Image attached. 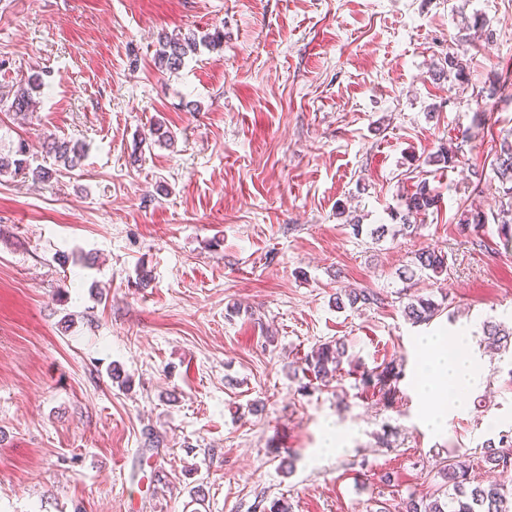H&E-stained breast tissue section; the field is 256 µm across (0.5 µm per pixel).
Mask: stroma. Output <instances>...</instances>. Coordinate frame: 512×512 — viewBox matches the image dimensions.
I'll use <instances>...</instances> for the list:
<instances>
[{"label": "stroma", "instance_id": "1", "mask_svg": "<svg viewBox=\"0 0 512 512\" xmlns=\"http://www.w3.org/2000/svg\"><path fill=\"white\" fill-rule=\"evenodd\" d=\"M468 84L435 76L465 19ZM222 31L178 73L162 32ZM33 112L0 110V152L47 134L82 142L75 170L0 175V512H400L443 461L512 431V244L461 212L498 207L493 160L512 129V0H0V98L32 74ZM163 122L175 135L149 140ZM454 166L428 164L441 147ZM441 195L413 235L394 227L413 173ZM438 247L446 304L415 324L399 272ZM349 288L379 306L337 308ZM470 337L479 368L434 433L416 392L426 335ZM344 340L342 379L302 391L303 359ZM403 374L387 397L361 376ZM121 379H113V369ZM341 454L318 449L326 431Z\"/></svg>", "mask_w": 512, "mask_h": 512}]
</instances>
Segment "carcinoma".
<instances>
[{
    "label": "carcinoma",
    "mask_w": 512,
    "mask_h": 512,
    "mask_svg": "<svg viewBox=\"0 0 512 512\" xmlns=\"http://www.w3.org/2000/svg\"><path fill=\"white\" fill-rule=\"evenodd\" d=\"M221 32L207 33L198 36L197 32L189 29L176 35L162 33L158 38L155 65L158 70L174 73L185 64L188 53L194 52L198 47L216 49L222 45ZM439 73L448 74L456 81L465 80L467 73L465 64L459 53L448 52L444 57L443 67ZM41 88L36 80L28 82V87L19 89L9 105V110L23 114L33 107L32 92ZM46 153L53 157L55 162L61 164L66 170L78 167L83 157V151L71 141L60 138L54 134L47 137L45 142ZM22 172L31 176L34 182H48L52 179L54 169L43 164L36 166L30 163L29 149L25 143L17 145L14 154H0V174L9 172ZM494 179L498 181L497 190L500 195L498 211L486 215L483 211L469 210L459 219L460 226L467 228L474 226L483 228L488 224L497 226L499 238L506 243L512 242V130L501 132L495 140L494 160L492 163ZM439 195L423 178L415 184V189L409 197L405 198V214L400 217L399 232L412 234L417 232L419 225L409 223V216L413 213H426L438 207ZM426 276L438 281L440 277L448 276V254L439 248L432 247L415 253L412 265L405 268L403 278L406 281L416 276ZM384 298L368 288L351 290L345 295H337L336 308L341 309L344 303L350 305H378ZM403 312L406 317L415 321H429L442 312L441 304L430 298L410 295L404 305ZM345 357V347L340 341L323 343L306 357L307 370L314 379L327 386L333 380L341 381L342 364ZM401 368L392 362L385 364L381 370L373 371L364 380L365 387L373 392L384 395L390 393L388 386L394 379L400 377ZM485 461L500 475L509 479L512 477V437L503 435L498 442L491 440L485 444L483 453ZM470 464L466 455L457 454L448 459V463L441 467L444 486L448 488L447 501L432 494L427 498H410L406 505V512H512V493L507 490L503 481H491L487 484H472L468 477Z\"/></svg>",
    "instance_id": "1"
}]
</instances>
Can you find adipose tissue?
Returning a JSON list of instances; mask_svg holds the SVG:
<instances>
[{
    "label": "adipose tissue",
    "mask_w": 512,
    "mask_h": 512,
    "mask_svg": "<svg viewBox=\"0 0 512 512\" xmlns=\"http://www.w3.org/2000/svg\"><path fill=\"white\" fill-rule=\"evenodd\" d=\"M417 347L421 360L416 390L431 405L425 424L440 430L446 426L449 414L461 408L460 393L476 382V369L465 337L451 344L441 336H422Z\"/></svg>",
    "instance_id": "obj_1"
}]
</instances>
